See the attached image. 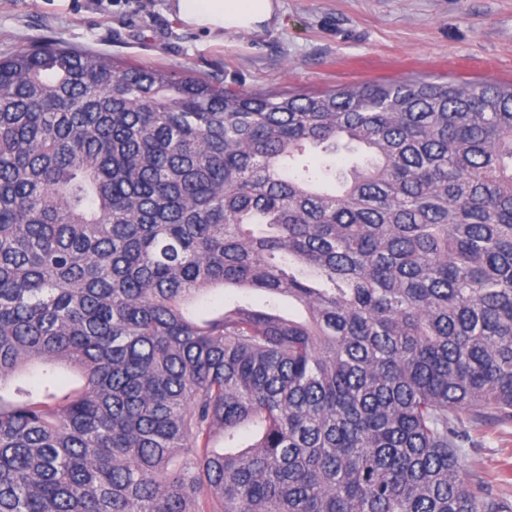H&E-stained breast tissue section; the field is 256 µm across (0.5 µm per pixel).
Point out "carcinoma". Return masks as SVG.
I'll return each instance as SVG.
<instances>
[{
  "instance_id": "carcinoma-1",
  "label": "carcinoma",
  "mask_w": 512,
  "mask_h": 512,
  "mask_svg": "<svg viewBox=\"0 0 512 512\" xmlns=\"http://www.w3.org/2000/svg\"><path fill=\"white\" fill-rule=\"evenodd\" d=\"M34 362L85 385L0 398V512H499L461 421L512 419V83L1 57L0 387ZM250 300L254 303H261L264 300L262 295L248 294L239 290H222L209 293L202 297L197 303V309L201 314L212 313L215 310H221L224 304H231L236 300ZM56 376L59 386L51 388V391H56L58 394L79 391L84 385L82 374L76 369L58 367L56 368Z\"/></svg>"
}]
</instances>
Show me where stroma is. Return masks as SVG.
Instances as JSON below:
<instances>
[{
	"label": "stroma",
	"instance_id": "35a3bbf8",
	"mask_svg": "<svg viewBox=\"0 0 512 512\" xmlns=\"http://www.w3.org/2000/svg\"><path fill=\"white\" fill-rule=\"evenodd\" d=\"M279 23L217 43L167 0H0V56L45 42L188 70L236 91L409 78L512 81V0H281ZM468 484L512 512V421L465 416Z\"/></svg>",
	"mask_w": 512,
	"mask_h": 512
}]
</instances>
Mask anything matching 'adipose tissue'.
I'll use <instances>...</instances> for the list:
<instances>
[{
  "instance_id": "adipose-tissue-1",
  "label": "adipose tissue",
  "mask_w": 512,
  "mask_h": 512,
  "mask_svg": "<svg viewBox=\"0 0 512 512\" xmlns=\"http://www.w3.org/2000/svg\"><path fill=\"white\" fill-rule=\"evenodd\" d=\"M186 27L223 38L232 32H259L277 22L280 0H168Z\"/></svg>"
}]
</instances>
